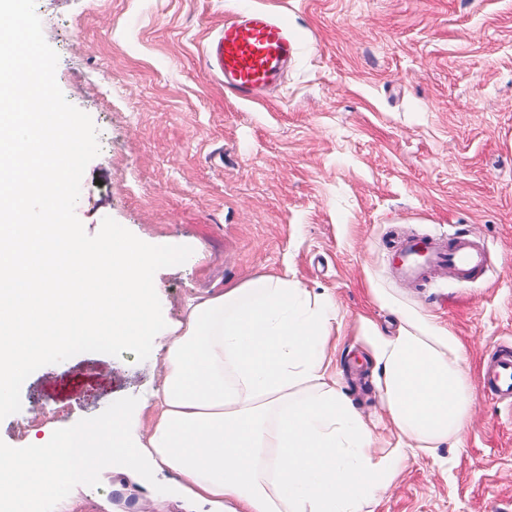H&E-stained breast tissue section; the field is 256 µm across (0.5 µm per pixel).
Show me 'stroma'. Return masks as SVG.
<instances>
[{
	"label": "stroma",
	"mask_w": 512,
	"mask_h": 512,
	"mask_svg": "<svg viewBox=\"0 0 512 512\" xmlns=\"http://www.w3.org/2000/svg\"><path fill=\"white\" fill-rule=\"evenodd\" d=\"M288 16L299 32L279 90L226 98L205 63L209 32L240 7ZM66 100L100 152L75 212L88 234L113 218L153 245H187L154 275L166 327L149 358L85 352L33 372L22 408L0 420V452L122 415L142 434L164 352L187 297L288 275L341 315L334 365L373 429L393 440L368 325L397 309L448 329L471 394L463 447L408 458L372 512H512V415L478 382L512 340V0H36ZM483 243L486 271L392 276L402 235ZM212 512L145 459L101 461L54 496L56 512Z\"/></svg>",
	"instance_id": "stroma-1"
}]
</instances>
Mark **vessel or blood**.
<instances>
[{
  "label": "vessel or blood",
  "instance_id": "b4317fda",
  "mask_svg": "<svg viewBox=\"0 0 512 512\" xmlns=\"http://www.w3.org/2000/svg\"><path fill=\"white\" fill-rule=\"evenodd\" d=\"M296 48L297 32L287 17L244 8L211 32L205 62L223 79L226 97L252 101L277 89ZM392 254L394 276L410 282L426 280L436 267L449 268L457 279L471 281L487 267L485 246L463 236L402 237L394 242ZM479 380L484 393L512 407V345H498L483 359Z\"/></svg>",
  "mask_w": 512,
  "mask_h": 512
}]
</instances>
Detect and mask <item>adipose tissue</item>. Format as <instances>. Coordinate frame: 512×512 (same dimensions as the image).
I'll list each match as a JSON object with an SVG mask.
<instances>
[{
  "label": "adipose tissue",
  "mask_w": 512,
  "mask_h": 512,
  "mask_svg": "<svg viewBox=\"0 0 512 512\" xmlns=\"http://www.w3.org/2000/svg\"><path fill=\"white\" fill-rule=\"evenodd\" d=\"M373 331L376 387L397 433L386 453L327 357L334 304L285 276L189 298L167 347L144 441L122 416L61 432L23 460L0 455V501L28 512L72 479L70 461L148 456L197 497L233 512H367L401 460L462 440L469 396L464 355L446 328L400 314Z\"/></svg>",
  "instance_id": "ef3b65f1"
}]
</instances>
